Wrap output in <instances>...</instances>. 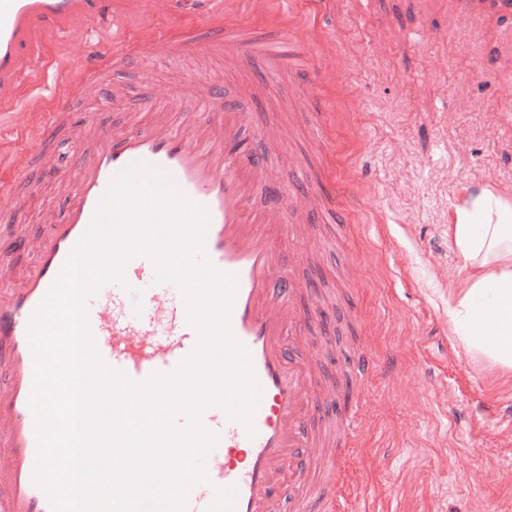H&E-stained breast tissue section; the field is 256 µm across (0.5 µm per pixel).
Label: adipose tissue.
Segmentation results:
<instances>
[{"label": "adipose tissue", "mask_w": 512, "mask_h": 512, "mask_svg": "<svg viewBox=\"0 0 512 512\" xmlns=\"http://www.w3.org/2000/svg\"><path fill=\"white\" fill-rule=\"evenodd\" d=\"M512 205L485 188L470 191L451 226L462 280L448 296V324L470 357L512 370Z\"/></svg>", "instance_id": "ef3b65f1"}]
</instances>
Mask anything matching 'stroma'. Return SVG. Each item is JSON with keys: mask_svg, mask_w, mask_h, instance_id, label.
<instances>
[{"mask_svg": "<svg viewBox=\"0 0 512 512\" xmlns=\"http://www.w3.org/2000/svg\"><path fill=\"white\" fill-rule=\"evenodd\" d=\"M456 2L334 0L313 22L307 0L294 6L298 25L313 35L309 54L326 60L318 80L336 179L360 200L347 223L311 225L315 251L300 277L314 291L298 310L327 301L309 330L310 341L330 350L320 368L326 381L359 344L376 359L351 472L363 512H512V371L466 356L448 327L460 265L449 230L454 206L480 179L512 193V13L475 0L470 20ZM234 10L258 35L288 21L278 0H238ZM220 39L214 25L188 55L133 56L113 68L52 134L19 231L36 238L43 211L58 207L56 179L71 171L84 113L108 125L135 113L149 121L138 111L142 71L173 84L206 78L228 98L253 88L245 141L291 126L288 143L271 146L273 182L254 189L253 206L267 204L271 188L287 192L295 158L313 175L305 191L319 190L314 175L324 158L292 76L247 52L225 66ZM337 54L346 56V71L331 67ZM50 107L47 98L31 101L0 127V170L25 166L15 147Z\"/></svg>", "mask_w": 512, "mask_h": 512, "instance_id": "stroma-1", "label": "stroma"}]
</instances>
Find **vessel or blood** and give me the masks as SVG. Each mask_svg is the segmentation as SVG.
I'll return each instance as SVG.
<instances>
[{
    "label": "vessel or blood",
    "instance_id": "b4317fda",
    "mask_svg": "<svg viewBox=\"0 0 512 512\" xmlns=\"http://www.w3.org/2000/svg\"><path fill=\"white\" fill-rule=\"evenodd\" d=\"M197 26L174 25L148 38L126 35L90 45L86 37L100 31L112 17V0H0V114L22 107L23 94L47 97L52 108L31 126L21 150L31 161L44 162L43 145L56 130L62 113L87 95L91 84L128 57L190 52L201 27L221 21L224 42L246 45L272 67L287 65L308 99H316L317 61L304 57L305 38L296 23L280 36L254 39L247 27L224 18V0ZM60 40L58 53L49 45ZM85 61L83 74L71 76L62 92L49 80L65 58ZM144 111L148 123L107 126L87 114V138L61 180L66 200L64 217L46 211L43 231L32 243L37 259L21 284L0 283V453L11 459L0 470V512H51L49 499L34 480L37 459L36 425L29 399L33 387V354L28 338L31 317L60 273L68 255L87 229L113 176L134 163L169 171L178 191L205 207L209 228L204 253L218 270L235 275L237 291L231 330L249 352L262 388L254 415L255 437L230 421L217 407L208 408L202 423L219 436L207 461V478L191 490L187 512H284V484L298 488L299 512H336V485L345 463L324 456L312 422L327 414L333 402L314 387L313 368L327 350L311 346L297 310L303 285L289 274L290 257L275 237L283 232L301 238L310 213L337 222L353 208L327 193L313 197L298 192L305 168H290V194L257 209L250 191L268 175L267 164L241 138L247 121L245 104L252 97L245 87L227 100L221 89L205 82L190 100L176 97L165 83L147 80ZM30 169L17 170L12 184L0 190V212L18 210L31 181ZM127 287L107 284L86 302L95 347L104 362L142 381L156 372H170L195 349L198 334L187 320L178 288L155 280L152 261L144 256L125 268ZM373 373V358L360 353L349 366L354 386ZM338 440L356 447L362 431L360 404L341 412ZM311 460H325L331 478L310 483L290 464L298 449Z\"/></svg>",
    "mask_w": 512,
    "mask_h": 512
}]
</instances>
